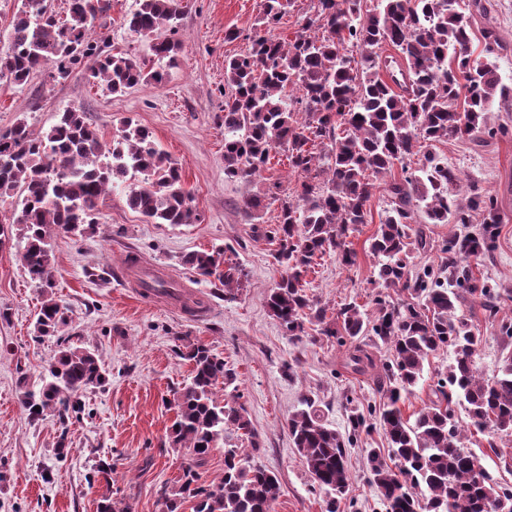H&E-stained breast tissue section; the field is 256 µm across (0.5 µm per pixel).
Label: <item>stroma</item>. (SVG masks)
Returning a JSON list of instances; mask_svg holds the SVG:
<instances>
[{
    "label": "stroma",
    "instance_id": "obj_1",
    "mask_svg": "<svg viewBox=\"0 0 512 512\" xmlns=\"http://www.w3.org/2000/svg\"><path fill=\"white\" fill-rule=\"evenodd\" d=\"M494 2L493 22L504 48L493 61L501 84L512 91V0ZM110 3L107 14L92 22V37L115 51L149 59L147 40L131 36L123 25L136 0ZM262 4L182 0L183 19L174 34L181 50L160 86L145 84L113 95L81 72L61 83L43 72L24 85L0 81L2 129L24 118L42 133L68 110L87 113L106 141L128 118L148 128L180 167L200 215L195 224L152 223L127 206L125 189L119 186L99 201L98 222L83 236L49 229L54 293L67 316L52 336L34 331L42 296L26 275L15 244L0 248V512H97L99 499L109 490L125 498L132 512H167L160 490L176 491L191 460L190 450L169 438L175 418L170 402L191 371L178 350L189 344L209 345L236 372V403L244 408L261 446L254 460L280 482L274 512L325 508L327 495L314 484L288 432V416L302 398H315L328 424L344 435L351 431V410L379 414L384 397L376 381L344 367L352 342L322 336L314 323L306 324L303 340H293L266 307V293L281 275L273 258L277 245L252 228L276 224L280 204L269 202L252 224L241 205L275 184L281 194H292L297 179L285 153H277L259 176L224 177V60L248 50ZM230 28L239 33L231 42L224 38ZM487 123L508 125V135L481 145L444 138L432 142L430 150L460 173L452 197L462 201L480 191L496 198L502 217L498 248L475 264L474 273L512 289V98L494 99ZM368 207L371 223L349 235L355 264H343L331 253L307 275L308 294L328 311L348 303L374 307L378 260L367 247L387 207L384 188L374 190ZM216 247L227 248L243 270L229 297L218 281L201 279L183 264L186 254ZM130 254L205 299L207 316L197 319L175 301L136 294L123 271ZM470 314L482 335L477 366L485 377H493L505 344L479 306H472ZM65 346L96 353L107 379L84 393L80 416L64 418L49 410L30 418L23 396L40 389L49 363ZM450 362L446 351L429 356L422 379L405 399V416L428 404L432 385ZM289 363L294 366L290 374L284 371ZM386 445L377 426L348 446L352 481L340 512H382L379 492L366 473L365 451ZM101 458L112 461L111 483L93 471Z\"/></svg>",
    "mask_w": 512,
    "mask_h": 512
}]
</instances>
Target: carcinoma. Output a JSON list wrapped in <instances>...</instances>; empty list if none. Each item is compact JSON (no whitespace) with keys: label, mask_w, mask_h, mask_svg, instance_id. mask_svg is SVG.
I'll return each mask as SVG.
<instances>
[{"label":"carcinoma","mask_w":512,"mask_h":512,"mask_svg":"<svg viewBox=\"0 0 512 512\" xmlns=\"http://www.w3.org/2000/svg\"><path fill=\"white\" fill-rule=\"evenodd\" d=\"M19 2L0 46V80L22 85L47 69L60 82L86 70L112 95L165 80V72L90 38L88 20L106 12L109 0H67L63 17L46 0ZM316 2L294 38L283 41L258 30L246 53L224 63L225 177L246 180L282 150L301 178L296 195L281 199L278 224L264 231L278 242L274 258L282 268L267 308L298 341L305 321L313 320L323 336H374L391 346L379 417L389 456L379 448L367 454L369 480L384 512H512V488L493 482L482 458L461 446L464 429L454 416V406L463 405L469 425L493 439L512 437V351L494 377L484 378L475 360L482 338L457 313L466 300L479 302L503 341L512 342V315H500L512 291L479 280L471 265L494 250L497 204L481 193L456 203L448 194L459 181L456 169L428 150L442 138L480 143V134L491 132L486 112L500 80L488 57L499 52L501 38L495 27L484 28L485 59L473 56L471 28L455 7L457 0H375L371 8L368 0ZM285 14L284 0H264L261 26L277 27ZM181 19V0H137L123 23L150 39L152 56L173 63L180 45L158 30L175 29ZM388 46L397 56L383 55ZM295 103L302 107L301 118ZM415 153L422 155V165L402 170L387 184L388 207L368 247L382 258L380 287L405 298L395 303L379 295L371 313L347 304L328 314L306 293L308 271L331 252L346 264L355 262L347 238L368 222L374 179ZM120 183L127 184L128 207L154 224L200 219L178 164L158 149L147 128L129 118L110 143L86 113L75 110L61 113L37 135L22 120L0 129V202L9 198L13 207L10 221L0 224V248L17 240L23 268L41 289L39 335H52L65 320L52 291L48 228L83 234L96 223L100 198ZM264 208L261 196L242 204L249 221ZM450 215L466 232L443 244L438 267L412 272L410 252L429 247L426 225L445 224ZM184 263L196 275L224 284L226 293L242 277L240 265L222 248L191 252ZM444 349L454 359L432 388L434 399L415 419L404 417L402 395L416 385L426 359ZM179 356L191 364V376L173 398L171 438L193 458L175 497L166 498L167 512H178L186 502L191 512H272L280 484L274 473L251 461L258 450L251 422L243 408L216 396L219 386L236 381L235 372L205 344ZM346 367L364 373L374 361L357 346ZM105 380L95 353L62 348L39 391L25 393L24 408L34 417L61 408L78 414L82 403L74 397ZM287 425L314 482L330 494L325 512H339L352 480L345 438L310 397L288 416ZM228 430L251 438V449H224V475L201 481L198 468ZM97 512H131V506L109 494Z\"/></svg>","instance_id":"cac0c4a2"}]
</instances>
